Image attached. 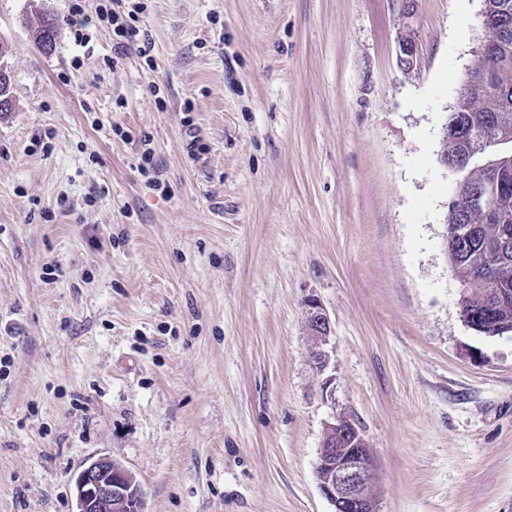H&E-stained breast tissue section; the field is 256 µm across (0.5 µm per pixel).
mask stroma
<instances>
[{"instance_id":"obj_1","label":"stroma","mask_w":512,"mask_h":512,"mask_svg":"<svg viewBox=\"0 0 512 512\" xmlns=\"http://www.w3.org/2000/svg\"><path fill=\"white\" fill-rule=\"evenodd\" d=\"M99 2L82 48L73 0H0V512L98 457L145 512H334L340 415L380 512H512V335L462 318L438 161L482 0H140L119 59ZM26 24L36 32L38 44L44 50L51 51L56 35L55 23L40 13H32L31 16L27 17ZM398 62L404 70H411L415 67L419 55L418 44L409 29L400 37L398 42Z\"/></svg>"}]
</instances>
